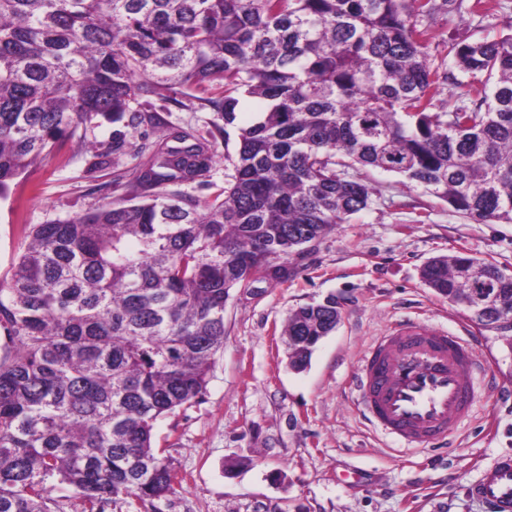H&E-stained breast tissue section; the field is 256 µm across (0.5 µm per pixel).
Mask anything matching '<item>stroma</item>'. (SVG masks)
Segmentation results:
<instances>
[{"instance_id": "obj_1", "label": "stroma", "mask_w": 512, "mask_h": 512, "mask_svg": "<svg viewBox=\"0 0 512 512\" xmlns=\"http://www.w3.org/2000/svg\"><path fill=\"white\" fill-rule=\"evenodd\" d=\"M487 23L439 17L428 54L440 61L449 32L493 40L512 18ZM176 125L211 127L213 112L179 97L156 102ZM254 112L242 99L217 146L206 198L224 186L227 149ZM113 125L88 126L84 138L59 140L0 198V283H8L25 245L22 229L113 201L114 166L95 162L112 149ZM371 207L336 225L311 250L288 284L233 294L224 306V347L206 392L193 407L160 419L155 433L179 482L155 503L133 501L104 512H490L469 497L482 468L512 452V331L471 320L422 281L430 258L468 253L512 270V224H476L403 177L373 170ZM336 299L341 320L302 373L289 369L283 329L293 310ZM419 318L478 340L491 385L449 444L416 449L374 429L359 410L352 379L367 349L399 320Z\"/></svg>"}]
</instances>
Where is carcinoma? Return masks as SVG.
I'll return each mask as SVG.
<instances>
[{
	"label": "carcinoma",
	"instance_id": "1",
	"mask_svg": "<svg viewBox=\"0 0 512 512\" xmlns=\"http://www.w3.org/2000/svg\"><path fill=\"white\" fill-rule=\"evenodd\" d=\"M504 0H0V197L62 137L119 123L118 197L34 224L0 284V512H50L64 488L84 512L174 490L160 418L204 394L224 345V304L280 279L297 248L368 209L367 170L399 174L477 224L512 223V24L496 41L448 36L438 15L492 20ZM197 97L213 130L168 122L143 99ZM446 84L463 93L437 103ZM256 103L227 155L224 188L200 198L217 135ZM143 124L157 139L131 137ZM424 283L463 305L482 280L500 297L478 323L512 327V272L438 256ZM341 319L306 305L284 327L307 368Z\"/></svg>",
	"mask_w": 512,
	"mask_h": 512
}]
</instances>
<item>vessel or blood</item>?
I'll return each instance as SVG.
<instances>
[{"label": "vessel or blood", "instance_id": "obj_1", "mask_svg": "<svg viewBox=\"0 0 512 512\" xmlns=\"http://www.w3.org/2000/svg\"><path fill=\"white\" fill-rule=\"evenodd\" d=\"M483 374L474 340L409 319L368 349L354 385L375 427L418 448L445 443L470 419ZM469 491L492 512H512V453L499 455Z\"/></svg>", "mask_w": 512, "mask_h": 512}]
</instances>
